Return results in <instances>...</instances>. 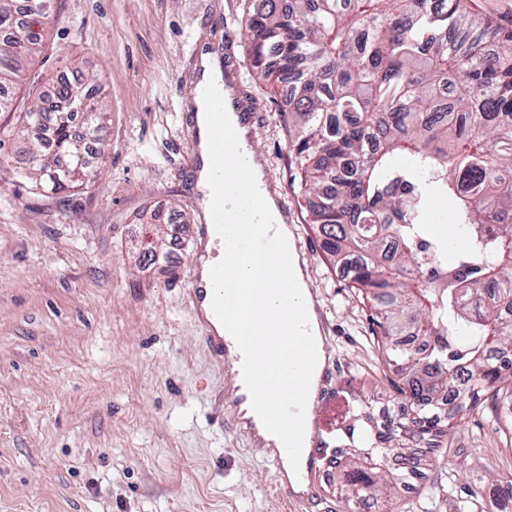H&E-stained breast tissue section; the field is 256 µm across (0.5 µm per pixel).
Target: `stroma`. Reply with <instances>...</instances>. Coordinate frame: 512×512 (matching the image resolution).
I'll list each match as a JSON object with an SVG mask.
<instances>
[{
  "instance_id": "obj_1",
  "label": "stroma",
  "mask_w": 512,
  "mask_h": 512,
  "mask_svg": "<svg viewBox=\"0 0 512 512\" xmlns=\"http://www.w3.org/2000/svg\"><path fill=\"white\" fill-rule=\"evenodd\" d=\"M244 0H52L44 51L11 91L14 126L32 97L74 68L102 89L101 138L72 126L96 154L90 193L44 195L12 169L25 143L0 140V512H347L326 480L294 507L248 435L215 425V398L232 378L210 362L188 302L194 229L203 218L195 172L184 164L195 80L194 41L232 38L227 77L259 118L250 143L271 194L286 199L317 301L332 395L326 428L353 391H386L393 371L369 340L368 308L306 222L287 101L255 80L244 50ZM163 218L164 253L134 250L148 213ZM486 400L441 439L401 512H452L477 499L501 512L512 481V432Z\"/></svg>"
}]
</instances>
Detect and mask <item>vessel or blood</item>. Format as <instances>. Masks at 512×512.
Listing matches in <instances>:
<instances>
[{
    "mask_svg": "<svg viewBox=\"0 0 512 512\" xmlns=\"http://www.w3.org/2000/svg\"><path fill=\"white\" fill-rule=\"evenodd\" d=\"M193 98L205 102L208 106L211 129V153L218 173L212 195V208L223 214L224 229L231 251L242 250L251 254L266 255L273 251V232L264 224L258 213L253 196L246 194L245 187L250 182V161L244 154L236 137L225 130L226 110H233L239 122L247 124L251 114L240 100L224 103L214 95L206 82H195L191 88ZM212 285L202 279H194L188 290V300L195 318L201 328V342L210 359L215 364H223L228 353V345L223 336L215 330L217 318L211 308ZM324 399L323 389H316L305 409V434L311 441L309 457L304 470L298 477H291L284 469L286 452L284 448H261L257 454L270 465L275 473V487L283 500H310L316 494L317 475L320 471L319 460L323 458L320 427L322 421L318 410ZM249 400L247 394L230 391L229 409H216L214 419L225 423L231 430L248 428L256 430L254 416L248 415L244 405Z\"/></svg>",
    "mask_w": 512,
    "mask_h": 512,
    "instance_id": "obj_1",
    "label": "vessel or blood"
}]
</instances>
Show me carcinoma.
Here are the masks:
<instances>
[{
    "label": "carcinoma",
    "mask_w": 512,
    "mask_h": 512,
    "mask_svg": "<svg viewBox=\"0 0 512 512\" xmlns=\"http://www.w3.org/2000/svg\"><path fill=\"white\" fill-rule=\"evenodd\" d=\"M46 8L0 0V112L43 52ZM244 36L258 80L275 88L281 70L295 75L279 117L307 223L369 305L370 341L396 370L390 394L412 412L383 432L371 420L377 398L353 394L331 482L348 503L393 512L405 468L431 466L409 443L451 436L487 395L512 401L500 363L512 351V29L464 0H264ZM54 98L103 128L107 113L82 83L59 84ZM47 103L19 115L32 140L19 176L47 193L88 192L81 144ZM435 196L453 204L466 243L451 265L448 240L424 223Z\"/></svg>",
    "instance_id": "obj_1"
}]
</instances>
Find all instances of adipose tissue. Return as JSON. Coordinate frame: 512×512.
<instances>
[{"label": "adipose tissue", "instance_id": "1", "mask_svg": "<svg viewBox=\"0 0 512 512\" xmlns=\"http://www.w3.org/2000/svg\"><path fill=\"white\" fill-rule=\"evenodd\" d=\"M204 218L208 225L207 246L212 253L204 260L201 272L209 274L217 264H227L240 288L244 292L267 293L271 304L289 302L299 308L305 315L308 326V338L314 350L311 359V381H318L326 365L325 354L322 350V336L314 302L307 290L302 262L298 254H289L283 261L284 268L280 277L269 279L262 277L261 271L270 263L269 257L261 255L239 254L229 257L224 240V219L212 210H205Z\"/></svg>", "mask_w": 512, "mask_h": 512}]
</instances>
